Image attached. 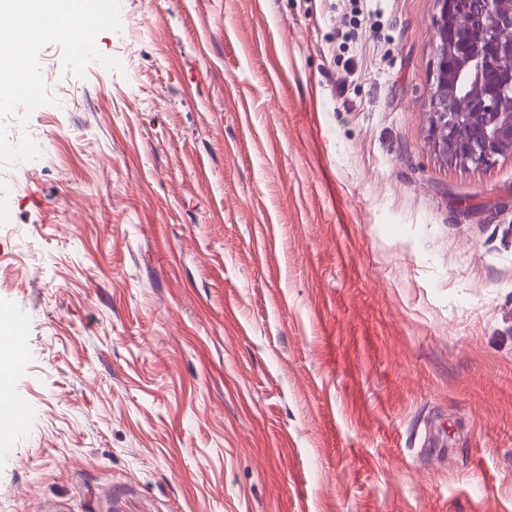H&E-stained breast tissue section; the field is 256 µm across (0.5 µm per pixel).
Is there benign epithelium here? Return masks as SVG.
Segmentation results:
<instances>
[{"instance_id": "1", "label": "benign epithelium", "mask_w": 512, "mask_h": 512, "mask_svg": "<svg viewBox=\"0 0 512 512\" xmlns=\"http://www.w3.org/2000/svg\"><path fill=\"white\" fill-rule=\"evenodd\" d=\"M429 131L446 164L512 158V0H436Z\"/></svg>"}]
</instances>
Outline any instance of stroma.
Here are the masks:
<instances>
[{
    "label": "stroma",
    "mask_w": 512,
    "mask_h": 512,
    "mask_svg": "<svg viewBox=\"0 0 512 512\" xmlns=\"http://www.w3.org/2000/svg\"><path fill=\"white\" fill-rule=\"evenodd\" d=\"M435 0H120L0 167V512H512V159L441 162ZM13 357L14 354L0 349V373L10 375V363ZM9 375L3 374L0 376V391L2 392L0 397V418H7L12 422L17 421L21 424L26 414V408L24 403L13 394L12 380Z\"/></svg>",
    "instance_id": "1"
}]
</instances>
